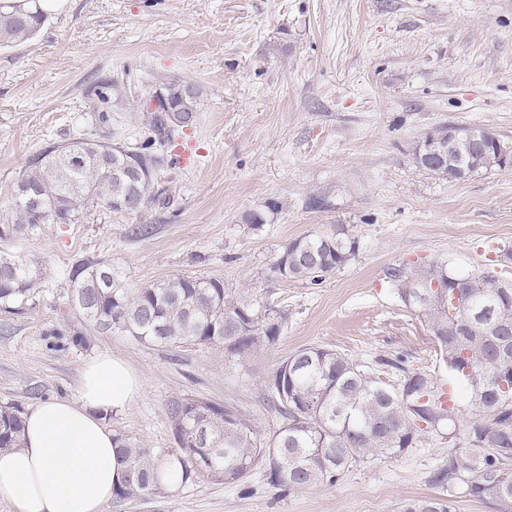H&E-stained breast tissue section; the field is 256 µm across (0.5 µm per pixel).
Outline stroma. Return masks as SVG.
I'll use <instances>...</instances> for the list:
<instances>
[{
	"label": "stroma",
	"mask_w": 512,
	"mask_h": 512,
	"mask_svg": "<svg viewBox=\"0 0 512 512\" xmlns=\"http://www.w3.org/2000/svg\"><path fill=\"white\" fill-rule=\"evenodd\" d=\"M103 78L120 90L112 125L127 143L142 128L140 102L164 81L199 89L198 119L169 148L165 205L101 210L11 243L39 259L49 291L33 310L0 314V406L73 398L84 362L107 353L143 382L106 419L131 443L176 447L170 406L184 397L234 406L266 440L283 424L269 381L307 346L394 383L406 369L430 374L466 401L385 271L434 262L512 279V169L455 180L412 155L443 124L512 142V0H64L33 38L0 49V209L37 154L99 134L92 88ZM315 196L321 207L310 206ZM255 211L266 220L254 227L246 218ZM339 224L359 241L347 265L317 285L273 277L285 243ZM99 258L133 286L174 274L223 279L287 310L288 323L276 344L243 359L102 331L73 345L85 322L67 305L69 275ZM447 460L448 437L433 432L332 487L288 492L258 468L234 484L200 478L117 501L110 512H399L441 495L431 474Z\"/></svg>",
	"instance_id": "1"
}]
</instances>
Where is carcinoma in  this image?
<instances>
[{
	"label": "carcinoma",
	"mask_w": 512,
	"mask_h": 512,
	"mask_svg": "<svg viewBox=\"0 0 512 512\" xmlns=\"http://www.w3.org/2000/svg\"><path fill=\"white\" fill-rule=\"evenodd\" d=\"M27 8L24 16L0 5V48L29 40L44 21L36 0H28ZM163 86L172 111L140 107L149 135L138 146L120 142L111 113L98 112L95 121L107 134L53 144L34 158L16 182L13 201L0 210V242L37 234L40 210L50 212L54 224H80L101 209L136 215L159 203L165 151L180 131L195 125L200 98L185 80ZM482 147L449 151L443 167L423 162L422 144L414 156L429 173L464 179L483 168ZM72 152L82 155V164L69 162ZM25 188L33 193H23ZM357 251L358 239L340 224L330 234L289 241L270 270L278 279L319 284ZM386 276L403 304L428 325L448 372L466 384L467 406L443 401L437 380L397 363L400 393L334 350L304 347L284 359L270 381L273 406L284 420L270 439H258L251 421L232 406L179 399L170 408L179 447L142 448L114 435L125 464L115 498L161 493L157 465L171 457L185 484L200 477L234 484L261 467L268 483L284 490L334 486L353 467L396 457L425 434L446 428L457 442L431 481L448 496L409 499L399 512H453L459 488L495 512H512V389L503 391L493 380L498 373L512 383V287L482 270L460 274L442 263L391 267ZM44 279L37 259L0 249V314L36 308ZM435 282L440 297L424 299ZM68 299L99 330L171 349L194 342L239 358L273 346L288 320L286 311L233 292L220 278L178 274L132 287L105 259L74 266ZM22 414L18 406L0 407V450L18 445Z\"/></svg>",
	"instance_id": "carcinoma-1"
}]
</instances>
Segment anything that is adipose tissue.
Here are the masks:
<instances>
[{
  "mask_svg": "<svg viewBox=\"0 0 512 512\" xmlns=\"http://www.w3.org/2000/svg\"><path fill=\"white\" fill-rule=\"evenodd\" d=\"M141 390L126 360L101 355L86 362L76 399L31 406L20 447L0 452V501L13 512H108L123 468L105 417Z\"/></svg>",
  "mask_w": 512,
  "mask_h": 512,
  "instance_id": "adipose-tissue-1",
  "label": "adipose tissue"
}]
</instances>
